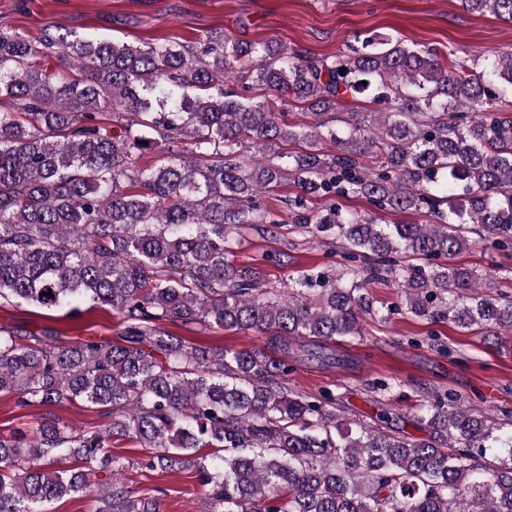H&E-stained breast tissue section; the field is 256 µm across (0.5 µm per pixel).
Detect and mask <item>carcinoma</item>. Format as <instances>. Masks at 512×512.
Masks as SVG:
<instances>
[{"label":"carcinoma","mask_w":512,"mask_h":512,"mask_svg":"<svg viewBox=\"0 0 512 512\" xmlns=\"http://www.w3.org/2000/svg\"><path fill=\"white\" fill-rule=\"evenodd\" d=\"M461 5L512 23V0ZM364 93L386 111L352 106ZM510 97L512 51L449 65L386 34L318 58L222 32L134 45L49 28L35 44L0 26V303L90 302L123 326L117 342L0 326V394L109 418L83 432L50 412L0 434V512L86 492L97 512H160L120 478L132 465L193 471L204 512H512V430L488 411L437 395L419 406L428 436L410 438L293 391L287 361L299 339L361 335L365 285L384 277L415 316L512 336V300L452 263L470 224L512 246ZM292 102L309 124L284 120ZM148 151L161 163L139 166ZM284 182L296 233L361 266L274 290L230 260L244 230L280 234L262 196ZM350 195L374 210L336 203ZM168 322L259 331L268 348L196 346ZM114 439L142 457L123 462Z\"/></svg>","instance_id":"obj_1"}]
</instances>
